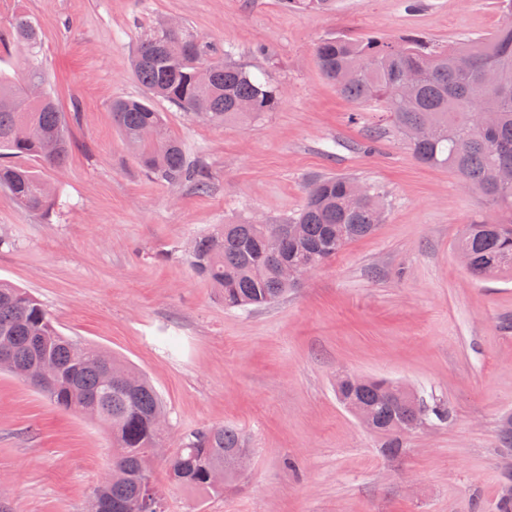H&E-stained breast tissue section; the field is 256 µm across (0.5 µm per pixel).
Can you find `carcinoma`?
<instances>
[{
  "mask_svg": "<svg viewBox=\"0 0 512 512\" xmlns=\"http://www.w3.org/2000/svg\"><path fill=\"white\" fill-rule=\"evenodd\" d=\"M289 7L321 12L335 0H284ZM507 22L493 33L440 48L417 36L390 40L378 34L358 38L331 36L315 47L323 75L346 99L375 102L408 141L414 157L447 168L478 190L495 208L491 220L480 217L463 227L457 251L468 258L477 281L512 274V184L496 182L497 171L512 168V0H496ZM23 79L0 74V187L34 214L54 209L58 192L28 165L61 167L70 151L63 113L44 88L42 37L37 23L19 12L12 18ZM134 71L146 96L112 101V118L141 166L171 185L209 188L207 174L187 162L182 145L166 129L160 98L182 112L203 116L214 125L252 122L271 111L283 89L263 80L219 51L184 24L164 36L152 30L141 40ZM304 205L287 219L268 225L286 235L285 250L267 254L258 226L248 220L215 224L194 237L187 258L195 273L224 295V307L259 308L279 300L295 284L281 277V266L319 267L352 241L381 223L383 204L373 188L345 175H323L305 183ZM12 350L11 373L48 358L54 374L35 386L54 404L80 412L112 434V466L92 499L120 512H167L154 489L152 462L162 441L154 422L167 417L161 394L141 373L111 353L72 339L56 327L42 303L30 293L0 281V344ZM119 381L107 385L104 367ZM336 395L345 408L371 412L382 455L396 458L406 438L394 434L402 418L445 424L448 406L441 400L402 398L385 379L357 381L341 376ZM245 450L237 428L207 425L183 437L170 452V481L206 496H221L215 469L238 475L233 457Z\"/></svg>",
  "mask_w": 512,
  "mask_h": 512,
  "instance_id": "carcinoma-1",
  "label": "carcinoma"
}]
</instances>
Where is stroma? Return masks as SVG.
I'll return each mask as SVG.
<instances>
[{
  "instance_id": "obj_1",
  "label": "stroma",
  "mask_w": 512,
  "mask_h": 512,
  "mask_svg": "<svg viewBox=\"0 0 512 512\" xmlns=\"http://www.w3.org/2000/svg\"><path fill=\"white\" fill-rule=\"evenodd\" d=\"M0 0V70L19 76L9 22L39 23L46 87L72 149L44 170L62 204L41 216L0 189V280L37 297L65 335L145 374L168 408L167 448L230 424L249 467L219 497L173 485L153 465L168 512H496L512 467L498 436L512 414V279H473L455 248L493 210L450 170L420 164L372 103L354 104L321 73L330 35L410 34L437 46L487 35L494 0ZM233 49L282 85L280 104L244 126H215L160 103L169 134L209 190L144 171L112 121L143 89L138 42L164 21ZM346 174L378 187L376 231L345 246L278 303L228 310L192 270L189 241L211 225L276 220L303 185ZM341 374L385 377L447 402V424L410 435L400 458L336 398ZM112 463V436L0 372V502L9 512H86Z\"/></svg>"
}]
</instances>
